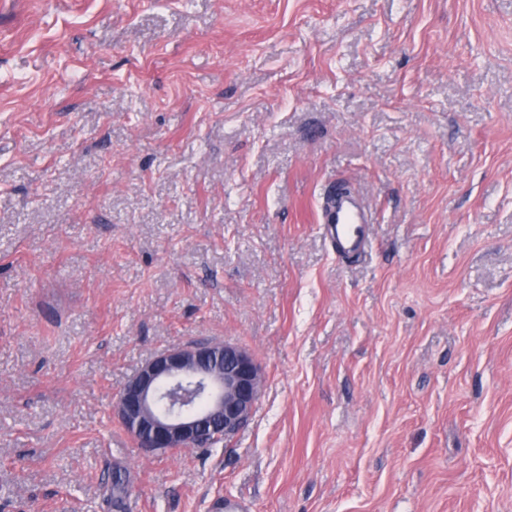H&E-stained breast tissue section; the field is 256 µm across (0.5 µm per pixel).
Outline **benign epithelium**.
<instances>
[{
  "label": "benign epithelium",
  "instance_id": "benign-epithelium-1",
  "mask_svg": "<svg viewBox=\"0 0 512 512\" xmlns=\"http://www.w3.org/2000/svg\"><path fill=\"white\" fill-rule=\"evenodd\" d=\"M262 369L231 343H195L148 360L114 407L118 420L151 454L195 448L206 438H233L249 422Z\"/></svg>",
  "mask_w": 512,
  "mask_h": 512
}]
</instances>
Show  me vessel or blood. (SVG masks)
I'll list each match as a JSON object with an SVG mask.
<instances>
[{"label":"vessel or blood","mask_w":512,"mask_h":512,"mask_svg":"<svg viewBox=\"0 0 512 512\" xmlns=\"http://www.w3.org/2000/svg\"><path fill=\"white\" fill-rule=\"evenodd\" d=\"M321 222L339 256L367 254L373 216L362 195L350 190L330 192L321 205Z\"/></svg>","instance_id":"1"}]
</instances>
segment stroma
<instances>
[{
  "label": "stroma",
  "mask_w": 512,
  "mask_h": 512,
  "mask_svg": "<svg viewBox=\"0 0 512 512\" xmlns=\"http://www.w3.org/2000/svg\"><path fill=\"white\" fill-rule=\"evenodd\" d=\"M192 341L260 397L146 454L116 402ZM219 499L512 512V0H0V512ZM321 224L339 256L368 253L374 220L362 195L351 190L330 192L321 205Z\"/></svg>",
  "instance_id": "stroma-1"
}]
</instances>
